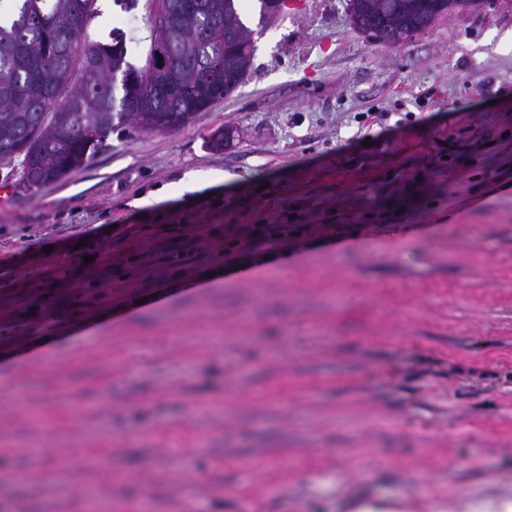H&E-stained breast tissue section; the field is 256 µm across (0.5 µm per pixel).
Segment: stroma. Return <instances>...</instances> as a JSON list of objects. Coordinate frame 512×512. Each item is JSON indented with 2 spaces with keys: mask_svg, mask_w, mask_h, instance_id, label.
I'll return each instance as SVG.
<instances>
[{
  "mask_svg": "<svg viewBox=\"0 0 512 512\" xmlns=\"http://www.w3.org/2000/svg\"><path fill=\"white\" fill-rule=\"evenodd\" d=\"M96 7L87 40L144 65L149 0L130 27ZM254 45L180 130L120 124L82 169L10 180L0 512L512 499V0L401 46L299 0ZM288 219L280 259L223 272L235 225Z\"/></svg>",
  "mask_w": 512,
  "mask_h": 512,
  "instance_id": "1",
  "label": "stroma"
}]
</instances>
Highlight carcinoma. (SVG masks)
<instances>
[{"mask_svg":"<svg viewBox=\"0 0 512 512\" xmlns=\"http://www.w3.org/2000/svg\"><path fill=\"white\" fill-rule=\"evenodd\" d=\"M149 14L151 42L145 64L127 60L122 38L109 43L85 39L99 15L96 0H0V157L9 158L29 188L81 169L104 146L117 124L144 131H177L224 94L234 93L253 64L252 30L243 22L240 0H166ZM377 0H348L358 24L371 18ZM390 26L416 20L429 29L448 15V5L468 0H389ZM240 27L244 38H224V27ZM205 64L214 79L201 83ZM138 101L141 112L126 105ZM62 111L67 126H52L45 112ZM93 127L102 139L92 145L69 128Z\"/></svg>","mask_w":512,"mask_h":512,"instance_id":"1","label":"carcinoma"}]
</instances>
